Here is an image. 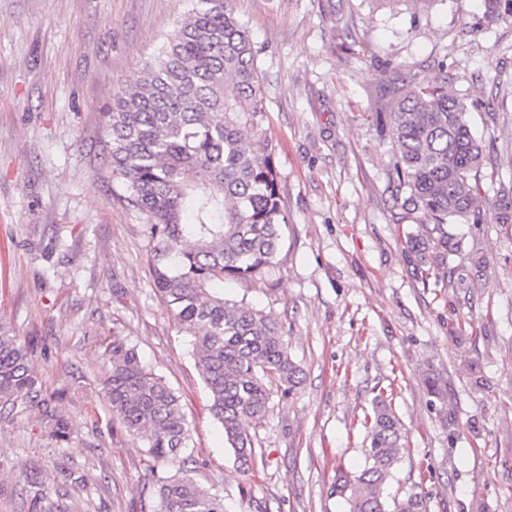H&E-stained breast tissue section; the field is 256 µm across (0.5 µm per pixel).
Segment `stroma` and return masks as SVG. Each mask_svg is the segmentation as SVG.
I'll list each match as a JSON object with an SVG mask.
<instances>
[{"label": "stroma", "mask_w": 512, "mask_h": 512, "mask_svg": "<svg viewBox=\"0 0 512 512\" xmlns=\"http://www.w3.org/2000/svg\"><path fill=\"white\" fill-rule=\"evenodd\" d=\"M259 50L268 135L288 212L266 278L230 301L278 316L303 378L273 395L252 469L209 410L189 339L159 299L145 221L107 165L103 111L152 62L191 0H0V323L31 352L40 410L0 415V512H157L156 463L104 398L113 336L180 399L191 475L226 512H348L338 472L365 465L364 415L392 394L405 429L388 497L428 512H512V21L482 0H231ZM465 98L484 146V220L453 279L421 276L374 115L407 73ZM434 376L444 399L427 392Z\"/></svg>", "instance_id": "obj_1"}]
</instances>
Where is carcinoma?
I'll return each mask as SVG.
<instances>
[{"label":"carcinoma","mask_w":512,"mask_h":512,"mask_svg":"<svg viewBox=\"0 0 512 512\" xmlns=\"http://www.w3.org/2000/svg\"><path fill=\"white\" fill-rule=\"evenodd\" d=\"M483 6L490 22L512 19V0ZM257 54L224 0H192L174 36L113 95L105 113L112 178L148 225L155 289L190 337L212 415L244 470L255 462V442L243 422L264 421L273 389L292 394L301 374L275 317L212 288L269 274L288 224ZM393 96L376 120L388 127L396 196L418 215L407 243L421 267L446 274L449 257L463 245L448 225L482 221L483 147L466 119V102L448 91V75L433 84L405 78ZM107 355L112 368L104 392L121 425L143 440L151 459L178 457L190 433L175 392L123 338L112 337ZM43 391L28 351L0 324V411L31 410ZM363 424L367 464L336 486L349 512H426L415 494L391 505L386 499L404 449L392 399L377 394ZM157 485L159 512H224V500L187 472Z\"/></svg>","instance_id":"carcinoma-1"}]
</instances>
